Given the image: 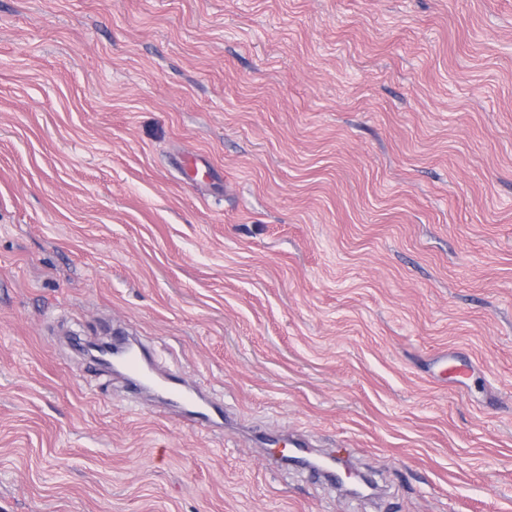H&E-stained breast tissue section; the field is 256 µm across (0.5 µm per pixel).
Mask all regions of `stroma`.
<instances>
[{
  "label": "stroma",
  "mask_w": 512,
  "mask_h": 512,
  "mask_svg": "<svg viewBox=\"0 0 512 512\" xmlns=\"http://www.w3.org/2000/svg\"><path fill=\"white\" fill-rule=\"evenodd\" d=\"M0 512H512V0H0ZM112 344L123 348H130V353L127 355L123 365L128 373L127 379L130 382L132 390L136 392L142 387L147 386L148 383L152 381V378L143 373L140 355L135 345L130 343L129 340L116 336L112 337ZM132 347L134 348V352ZM162 393L169 404L181 408L194 422L210 425L211 417L206 404L185 389L182 384L164 380Z\"/></svg>",
  "instance_id": "1"
}]
</instances>
